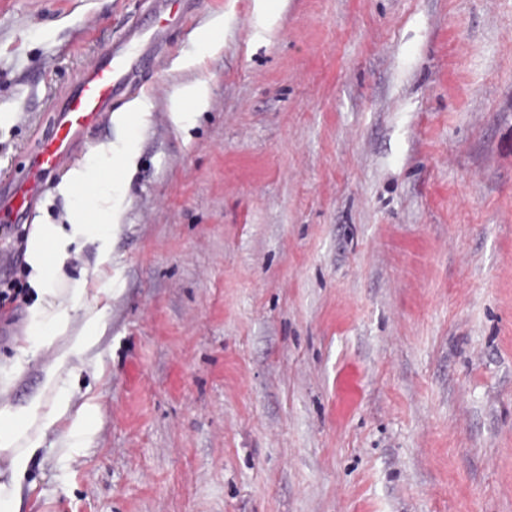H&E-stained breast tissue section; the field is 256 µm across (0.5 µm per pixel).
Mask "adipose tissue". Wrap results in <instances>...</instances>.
Wrapping results in <instances>:
<instances>
[{
  "mask_svg": "<svg viewBox=\"0 0 512 512\" xmlns=\"http://www.w3.org/2000/svg\"><path fill=\"white\" fill-rule=\"evenodd\" d=\"M146 118L136 101L116 113L117 139L73 166L55 188L65 202L64 222L36 223L27 234L32 293L25 338L11 358L0 361V461L6 465L0 512H19L23 483L49 433L62 431L59 451L68 460L96 433L97 403L91 396L78 398L72 384L105 329L100 282L112 262V238L124 222L126 170L134 136ZM90 246L95 249L93 264L71 273L72 262ZM45 350L52 356L42 368L39 388L14 403L10 392L16 377Z\"/></svg>",
  "mask_w": 512,
  "mask_h": 512,
  "instance_id": "ef3b65f1",
  "label": "adipose tissue"
}]
</instances>
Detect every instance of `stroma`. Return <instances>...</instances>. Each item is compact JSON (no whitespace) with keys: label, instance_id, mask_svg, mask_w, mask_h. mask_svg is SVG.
I'll return each instance as SVG.
<instances>
[{"label":"stroma","instance_id":"35a3bbf8","mask_svg":"<svg viewBox=\"0 0 512 512\" xmlns=\"http://www.w3.org/2000/svg\"><path fill=\"white\" fill-rule=\"evenodd\" d=\"M152 3L0 0V172ZM273 6L197 0L143 74L97 433L21 512H512V0ZM224 21L218 19L202 30L198 35L200 46L209 53H214L223 47ZM208 104V88L199 82L185 86L172 103V116L175 121L188 122Z\"/></svg>","mask_w":512,"mask_h":512}]
</instances>
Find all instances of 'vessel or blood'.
Wrapping results in <instances>:
<instances>
[{
  "mask_svg": "<svg viewBox=\"0 0 512 512\" xmlns=\"http://www.w3.org/2000/svg\"><path fill=\"white\" fill-rule=\"evenodd\" d=\"M154 23L130 27L111 49L89 62L39 135L20 173L0 175V226L18 223L44 193L49 176L75 161L88 134L104 125L112 105L137 83L142 69L160 65L172 22L187 20L188 0H154Z\"/></svg>",
  "mask_w": 512,
  "mask_h": 512,
  "instance_id": "vessel-or-blood-1",
  "label": "vessel or blood"
}]
</instances>
